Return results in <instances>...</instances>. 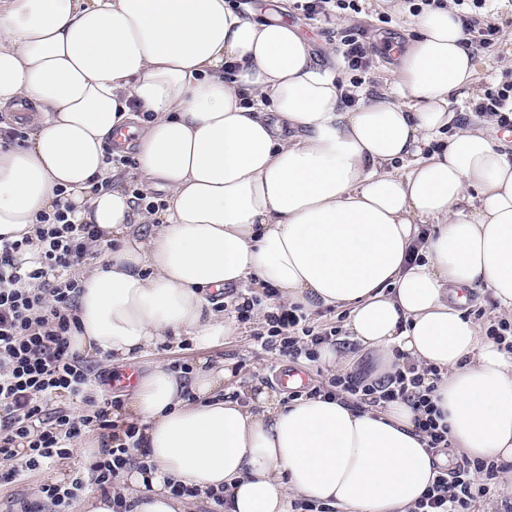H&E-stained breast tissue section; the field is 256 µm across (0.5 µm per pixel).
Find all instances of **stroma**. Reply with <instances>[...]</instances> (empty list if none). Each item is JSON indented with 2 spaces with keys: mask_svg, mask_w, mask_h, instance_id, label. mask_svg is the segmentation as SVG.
Returning a JSON list of instances; mask_svg holds the SVG:
<instances>
[{
  "mask_svg": "<svg viewBox=\"0 0 512 512\" xmlns=\"http://www.w3.org/2000/svg\"><path fill=\"white\" fill-rule=\"evenodd\" d=\"M251 14L263 19L281 18L296 28L310 45L318 62L325 67H333V58L340 52V39L345 33H353L364 38L373 48V67L364 74L363 88L368 94L380 93L397 64L395 56L406 42V28L410 14L393 11L385 0H363L360 14L351 17L331 18L327 21L306 19L297 8L296 0H255L249 8ZM491 14L500 28L496 44L488 49L474 51L477 63L471 94L462 98L454 106L457 125H473L485 129L498 143L512 149V132L499 126L487 125L484 116L472 110V95L483 93L486 88L512 81V0H493ZM262 318L255 317L244 323L237 335L227 338L221 344L200 348L186 342L176 347H168L148 352L132 361L130 368L143 373L152 364L163 362L171 367L186 363L195 364L205 358L210 363H233L235 379L225 384V395L239 393L252 386H262L278 392L280 398H287V391L278 390L269 377L268 368L274 361V354L261 350L254 336L263 330ZM81 451H74L70 460L43 475L28 477L22 482H0V512H17L16 505L21 499H34L39 485L46 480H55L57 474H72L77 463L83 462Z\"/></svg>",
  "mask_w": 512,
  "mask_h": 512,
  "instance_id": "stroma-1",
  "label": "stroma"
}]
</instances>
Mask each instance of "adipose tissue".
<instances>
[{"label": "adipose tissue", "mask_w": 512, "mask_h": 512, "mask_svg": "<svg viewBox=\"0 0 512 512\" xmlns=\"http://www.w3.org/2000/svg\"><path fill=\"white\" fill-rule=\"evenodd\" d=\"M412 31L388 92L349 110L294 27L226 0H0V112H35L28 140L0 144V237L34 234L62 202L119 244L81 278L72 349L120 365L212 347L238 325L211 291L269 284L287 305L345 310L378 375L426 370L452 447L512 462V353L462 295L486 289L512 316V159L471 127L423 157L476 65L453 6ZM123 128L163 209L134 213L109 184L105 146ZM231 375L202 360L140 377L126 410L148 467L124 475L131 512H182L178 483L226 491L230 512L297 498L410 512L446 461L405 401L255 410L225 398Z\"/></svg>", "instance_id": "obj_1"}]
</instances>
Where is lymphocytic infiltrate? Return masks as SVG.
Masks as SVG:
<instances>
[{"label":"lymphocytic infiltrate","instance_id":"1","mask_svg":"<svg viewBox=\"0 0 512 512\" xmlns=\"http://www.w3.org/2000/svg\"><path fill=\"white\" fill-rule=\"evenodd\" d=\"M460 12L464 45L482 48L494 42L500 32L491 22L477 20L487 0H453ZM342 58L354 71L350 89L343 102L358 103L355 92L362 73L372 67L373 50L364 40L351 34L340 42ZM100 233L92 224L68 222L65 210L39 214L34 235L15 241L0 239V481L9 483L43 473L60 461L69 459L76 441L90 431H110L112 442L101 449L65 484L47 481L40 484L34 501L23 502L20 512H72L75 503L90 490L112 492V512H129L122 495L113 491L122 473L130 466L145 467L144 458L135 455L139 445L136 424L118 426L122 400L117 396L96 394L92 390L93 371L88 362L72 351L68 336L80 292L77 279L48 280L53 271H66L80 265L89 253V245ZM26 247L38 251V266L25 275L14 270V255ZM275 289H267L265 298H245L236 302L239 319L262 309L267 325L257 341L262 349L294 361L316 360L320 345L334 342L336 329L315 331L297 308L275 304ZM416 368L399 369L386 378L368 382L350 374H336L327 385L311 387L307 395L344 398L354 405L380 406L401 399L411 402L419 413L417 428L429 440L430 447L448 445V429L436 419L431 388ZM66 394L70 402L89 406L77 415L52 409L48 401ZM25 452H18V443ZM503 464L495 459L465 460L453 468L442 469L412 512H481L487 497L493 496V481Z\"/></svg>","mask_w":512,"mask_h":512}]
</instances>
